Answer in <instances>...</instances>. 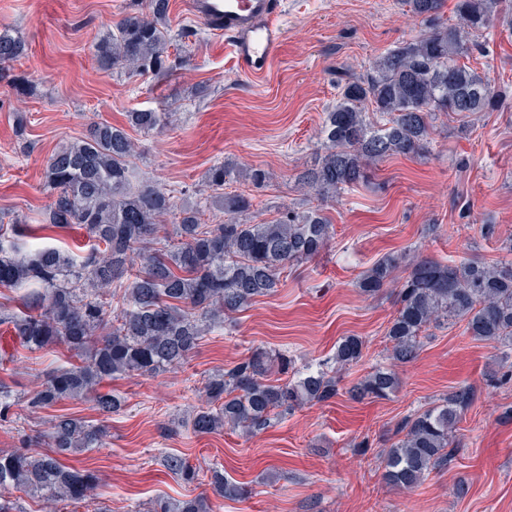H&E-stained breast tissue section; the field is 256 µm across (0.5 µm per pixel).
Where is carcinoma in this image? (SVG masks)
Instances as JSON below:
<instances>
[{
    "instance_id": "1",
    "label": "carcinoma",
    "mask_w": 512,
    "mask_h": 512,
    "mask_svg": "<svg viewBox=\"0 0 512 512\" xmlns=\"http://www.w3.org/2000/svg\"><path fill=\"white\" fill-rule=\"evenodd\" d=\"M405 2L413 16L429 22V31L400 42L366 76L342 86L321 128L322 161L302 177L303 186L323 198L367 182L373 162L428 152L439 113L468 117L494 109L497 92L491 80L460 59L481 50L471 35L490 29L494 20L502 19L512 30V0H456L457 25L441 20L442 0ZM168 12L169 0H146L145 6L125 13L94 44L97 68L160 75L184 64L182 56L170 53L164 31ZM24 53V43L1 29L0 64ZM128 122L152 130L164 123V116L135 111L128 113ZM135 149L123 128L100 123L49 159L45 187L53 202L49 223L39 230H85L90 249L82 260L51 246L26 252L20 241L29 236L30 225L18 219L0 224V288L27 290L24 310L0 306V324L13 328L29 350L64 344L81 359L78 365L52 370L27 397L33 412L90 396L102 414L119 412L121 399L100 391L104 381L181 368L202 337L224 324V317L274 294L286 265L311 261L328 245L331 223L317 208L289 209L260 224L241 219L252 201L220 193L227 177L223 164L208 170L213 195L206 202L222 205L224 223H200L199 202L177 213L170 193L151 182L133 181ZM167 215L176 224L161 237V218ZM396 269V259L385 258L358 282L368 296L390 284L398 288V310L388 330L394 361L415 359L422 333L441 322L464 321L471 336L512 350V260L490 264L475 258L456 264L417 255L406 276L394 277ZM362 350L361 339L344 338L336 347V371L356 363ZM290 366L287 356L256 349L232 368L210 375L204 386L207 406L193 417L194 431L208 434L229 427L255 434L283 412L336 396V376L323 369L282 384L269 379L273 369L286 374ZM397 385L394 370L378 367L349 393L356 400L382 399ZM473 400L472 388L462 386L405 418L397 428L401 438L385 450L387 483L411 489L432 470L448 465L453 433ZM106 436L102 424L56 417L35 436L51 452L0 455V490L69 505L93 501L96 477L65 465L62 458L99 448ZM164 466L186 483L196 478V469L181 457H167ZM210 486L219 498L247 493L217 469ZM151 512H212V505L207 495L158 498Z\"/></svg>"
}]
</instances>
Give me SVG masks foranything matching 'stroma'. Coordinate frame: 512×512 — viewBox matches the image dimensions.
Masks as SVG:
<instances>
[{"instance_id":"1","label":"stroma","mask_w":512,"mask_h":512,"mask_svg":"<svg viewBox=\"0 0 512 512\" xmlns=\"http://www.w3.org/2000/svg\"><path fill=\"white\" fill-rule=\"evenodd\" d=\"M133 7V0H0V28L27 48L0 68V224L19 216L47 223L50 156L92 123L107 122L135 142L138 176L177 202H196L209 168L223 163L234 171L225 194L251 197L253 222L320 207L334 234L322 255L282 271L274 295L206 333L181 369L107 380L104 391L124 406L106 417L89 400L28 410L25 396L76 357L63 345L31 352L0 333V384L15 400L0 419V453L30 449L35 431L59 415L103 423V446L66 460L98 478L93 507L72 512H147L159 497L205 495L214 467L250 490L217 500L216 512H512V380L502 378L512 369L511 350L474 339L465 323H441L426 332L416 359L398 367L389 397L355 401L347 393L388 365L386 333L397 309L393 289L373 297L359 290L365 270L389 256L402 265L415 255L512 258L505 248L512 240V34L500 26L486 31L483 53L470 58L495 85L493 111L440 115L425 155L377 162L368 182L324 200L297 177L322 155L320 130L341 86L426 30L404 0H286L282 53L256 81L240 75L223 37L192 15L187 0H170L169 11L172 46L185 65L166 75L98 72L94 41ZM21 74L33 80V93L12 85ZM137 110L170 118L144 131L128 124ZM254 169L265 172L262 185L247 179ZM486 224L494 235L483 234ZM348 336L365 346L335 398L295 408L250 436L194 431L212 372L260 348L291 356L294 378L332 364ZM464 385L476 397L457 425L452 461L414 490L386 484L381 453L397 441L403 418ZM168 455L197 468L194 483L168 472Z\"/></svg>"}]
</instances>
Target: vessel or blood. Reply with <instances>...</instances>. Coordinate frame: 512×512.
Here are the masks:
<instances>
[{
  "mask_svg": "<svg viewBox=\"0 0 512 512\" xmlns=\"http://www.w3.org/2000/svg\"><path fill=\"white\" fill-rule=\"evenodd\" d=\"M194 15L225 35V45L241 72L265 74L279 58L285 32L283 0H190Z\"/></svg>",
  "mask_w": 512,
  "mask_h": 512,
  "instance_id": "vessel-or-blood-1",
  "label": "vessel or blood"
}]
</instances>
